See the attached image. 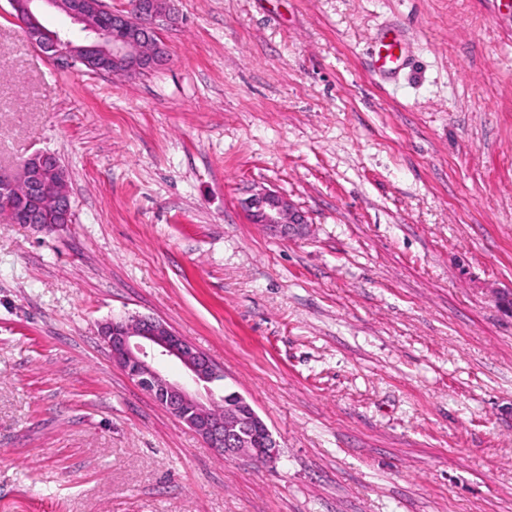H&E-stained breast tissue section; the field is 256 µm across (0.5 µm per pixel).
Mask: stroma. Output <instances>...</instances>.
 Returning a JSON list of instances; mask_svg holds the SVG:
<instances>
[{
	"label": "stroma",
	"mask_w": 512,
	"mask_h": 512,
	"mask_svg": "<svg viewBox=\"0 0 512 512\" xmlns=\"http://www.w3.org/2000/svg\"><path fill=\"white\" fill-rule=\"evenodd\" d=\"M167 60L48 59L0 0V512H512V0H174ZM401 36L410 65H374ZM279 191L303 233L251 223ZM152 316L280 446L219 457L112 361ZM66 177L53 153L38 151L24 161L18 177L0 175V198H12L22 191L27 200L23 224L38 229H55L72 223ZM47 215L51 217V224H44Z\"/></svg>",
	"instance_id": "35a3bbf8"
}]
</instances>
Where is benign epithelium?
<instances>
[{
  "instance_id": "7a95c632",
  "label": "benign epithelium",
  "mask_w": 512,
  "mask_h": 512,
  "mask_svg": "<svg viewBox=\"0 0 512 512\" xmlns=\"http://www.w3.org/2000/svg\"><path fill=\"white\" fill-rule=\"evenodd\" d=\"M8 2L29 39L51 59L112 74L144 75L164 65L160 29L170 17L171 0H134L129 11L108 9L103 0ZM48 11L69 17L80 26L83 39L69 42L41 27L26 25L27 20ZM20 192L27 200L23 223L38 229L72 223L66 172L54 154L35 152L24 161L19 176L0 175L1 199ZM247 211L253 223L270 228L295 231L304 223L286 197L267 189L252 196ZM100 336L128 378L201 435L216 454L263 465L278 458L279 445L251 404L239 392L227 389L216 400L224 372L165 322L142 315L112 319L101 326ZM157 358L177 361L184 377L172 380L161 374L155 367ZM220 401L233 402L239 410L226 415L219 410Z\"/></svg>"
}]
</instances>
